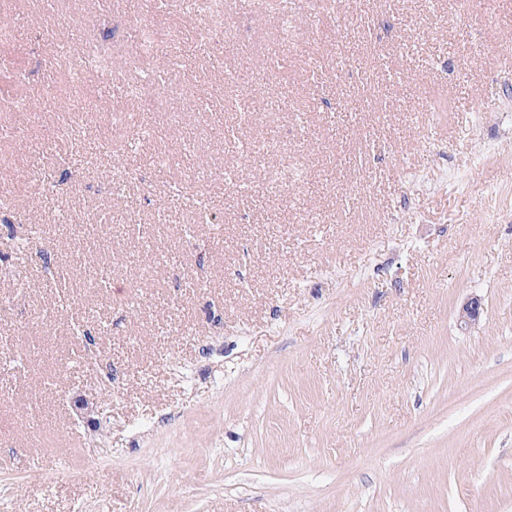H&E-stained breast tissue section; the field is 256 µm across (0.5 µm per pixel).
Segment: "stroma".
Wrapping results in <instances>:
<instances>
[{"instance_id":"stroma-1","label":"stroma","mask_w":512,"mask_h":512,"mask_svg":"<svg viewBox=\"0 0 512 512\" xmlns=\"http://www.w3.org/2000/svg\"><path fill=\"white\" fill-rule=\"evenodd\" d=\"M319 9L0 0V512H512V0ZM148 22L181 113L119 92ZM228 3L223 0L212 1L204 21L205 32L216 48L223 45L228 34Z\"/></svg>"}]
</instances>
